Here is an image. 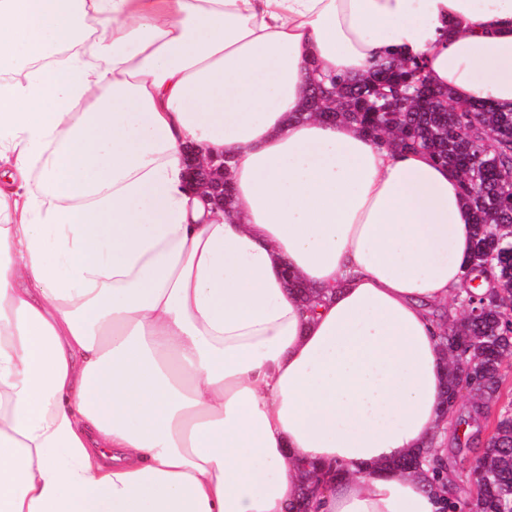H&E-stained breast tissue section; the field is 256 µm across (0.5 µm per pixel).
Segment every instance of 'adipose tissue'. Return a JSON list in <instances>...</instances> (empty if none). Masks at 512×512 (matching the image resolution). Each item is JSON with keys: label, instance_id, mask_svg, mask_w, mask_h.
Returning <instances> with one entry per match:
<instances>
[{"label": "adipose tissue", "instance_id": "adipose-tissue-1", "mask_svg": "<svg viewBox=\"0 0 512 512\" xmlns=\"http://www.w3.org/2000/svg\"><path fill=\"white\" fill-rule=\"evenodd\" d=\"M418 56L512 109V0H0V512H443L461 179L303 113ZM184 160L189 186L199 189L213 212L224 211V156L204 162L191 147L184 149Z\"/></svg>", "mask_w": 512, "mask_h": 512}]
</instances>
